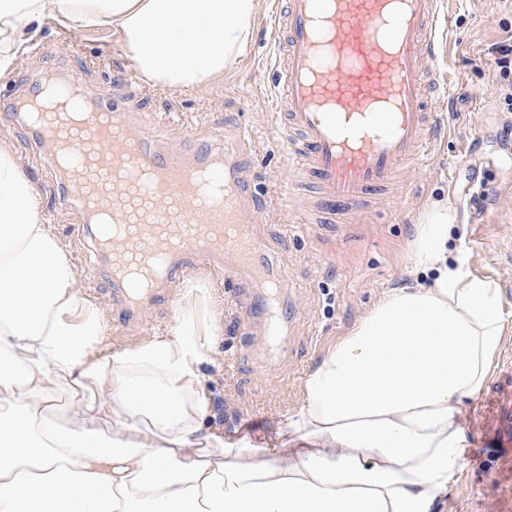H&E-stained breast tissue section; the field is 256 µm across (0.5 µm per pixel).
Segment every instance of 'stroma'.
<instances>
[{
	"instance_id": "obj_1",
	"label": "stroma",
	"mask_w": 512,
	"mask_h": 512,
	"mask_svg": "<svg viewBox=\"0 0 512 512\" xmlns=\"http://www.w3.org/2000/svg\"><path fill=\"white\" fill-rule=\"evenodd\" d=\"M451 20L450 51L439 67L454 96L435 97L441 116L437 147L426 167L405 171L396 201L379 200L371 223L354 240L324 241L312 224L295 222L302 204L290 195L292 171L274 146L269 85L274 44L275 0H258L249 45L222 77L196 90L155 86L142 80L122 50L119 36L101 28L75 31L46 16L27 50L0 77V92L29 94L53 76H74L88 89L109 85L136 94L135 119L165 132L166 142L193 149L195 142L232 156L239 179L252 189L247 221L259 226L289 286L282 301L297 315L280 328V344L267 346V327L249 312L255 294L244 280L212 287L206 275L169 285V304L149 309L142 323L124 326L112 302L104 261L77 249L72 232L80 212L65 206L37 160L26 132L0 114V140H7L41 200L44 215L73 257L83 292L104 320L103 348L115 354L146 339L170 336L187 318L212 347L201 368L219 410L214 421L226 441L254 448L298 450L283 428L299 407L308 374L353 331L388 289L410 272L415 224L432 204L448 205L457 216L449 250L468 248L473 275L494 281L506 313L512 314V265L501 249L512 244V84L491 60V44L512 34V0H439ZM246 150H239L241 137ZM457 423L469 446L464 471L439 512H512V458L489 464L482 450L492 427L482 397L460 407Z\"/></svg>"
}]
</instances>
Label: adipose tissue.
<instances>
[{"label":"adipose tissue","mask_w":512,"mask_h":512,"mask_svg":"<svg viewBox=\"0 0 512 512\" xmlns=\"http://www.w3.org/2000/svg\"><path fill=\"white\" fill-rule=\"evenodd\" d=\"M256 0H0V75L45 16L118 32L138 73L174 89L222 76L252 36ZM455 213L416 227L423 280L391 290L309 374L291 458L224 441L200 368L210 344L102 351L103 324L0 141V512H436L463 469L455 414L489 382L507 320L492 281L448 255ZM66 379L98 398L59 423L35 396ZM224 451L223 458L213 449Z\"/></svg>","instance_id":"adipose-tissue-1"}]
</instances>
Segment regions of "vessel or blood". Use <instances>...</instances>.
<instances>
[{
	"label": "vessel or blood",
	"instance_id": "vessel-or-blood-1",
	"mask_svg": "<svg viewBox=\"0 0 512 512\" xmlns=\"http://www.w3.org/2000/svg\"><path fill=\"white\" fill-rule=\"evenodd\" d=\"M278 84L271 110L297 181L316 190L305 224L332 232L337 220L387 194L407 166H426L441 128L430 101L440 87L444 35L438 0H279L273 22ZM60 103L12 105L59 179L60 198L93 225L84 248L105 252L125 324L163 305L169 281L208 269L246 278L254 307L280 321L286 286L269 248L243 217L245 186L232 162L202 145L161 151L137 127L135 98L75 80ZM496 426L512 447V362Z\"/></svg>",
	"mask_w": 512,
	"mask_h": 512
}]
</instances>
